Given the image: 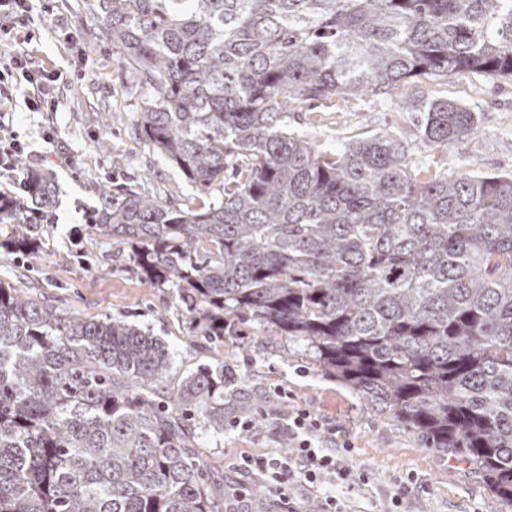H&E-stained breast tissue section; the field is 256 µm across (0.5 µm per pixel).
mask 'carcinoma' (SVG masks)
<instances>
[{
    "label": "carcinoma",
    "instance_id": "1",
    "mask_svg": "<svg viewBox=\"0 0 512 512\" xmlns=\"http://www.w3.org/2000/svg\"><path fill=\"white\" fill-rule=\"evenodd\" d=\"M141 93L138 131L197 191L176 207L104 188L89 229L175 288L206 336L259 325L512 503V173L421 164L393 131L320 152L288 104L402 90L464 71L512 77V0H98ZM480 115L419 109L446 146ZM55 190L0 191V247L24 256ZM172 357L117 319L54 309L0 281V512H224L195 429L224 405V364L160 394Z\"/></svg>",
    "mask_w": 512,
    "mask_h": 512
}]
</instances>
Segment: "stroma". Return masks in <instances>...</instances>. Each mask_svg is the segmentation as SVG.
Masks as SVG:
<instances>
[{"mask_svg": "<svg viewBox=\"0 0 512 512\" xmlns=\"http://www.w3.org/2000/svg\"><path fill=\"white\" fill-rule=\"evenodd\" d=\"M97 0H35L24 26L0 34V66L16 52L32 66L66 70L71 81L56 93L52 112L30 110L25 82L0 83V141L23 145V168H0V189L13 191L26 170L44 172L57 202L39 251L21 260L0 248V280L35 288L60 310L93 319L133 323L159 337L172 355L170 385L202 363L223 364L237 396L266 403L282 390L291 407L309 410L336 427L325 446L349 442L354 480L343 491L350 512H390L392 496L411 487L409 512H512L475 470L440 459L411 431L325 375L306 346L263 329L248 338L225 336L214 343L195 332L175 290L142 284L126 253L104 244L80 253L90 210L106 185L129 187L162 201L183 203L194 188L134 132L140 110L132 76L102 36ZM417 99L445 98L480 113V124L447 147L408 138L413 159L456 176L512 173V79L461 72L448 81L412 82ZM414 113L400 111L383 95L290 104L288 125L310 144L336 152L354 138L378 130L407 131ZM107 150H99V141ZM271 420L250 432L200 431L195 452L220 483L248 482L272 499L260 479L237 464L245 457L284 454Z\"/></svg>", "mask_w": 512, "mask_h": 512, "instance_id": "obj_1", "label": "stroma"}]
</instances>
